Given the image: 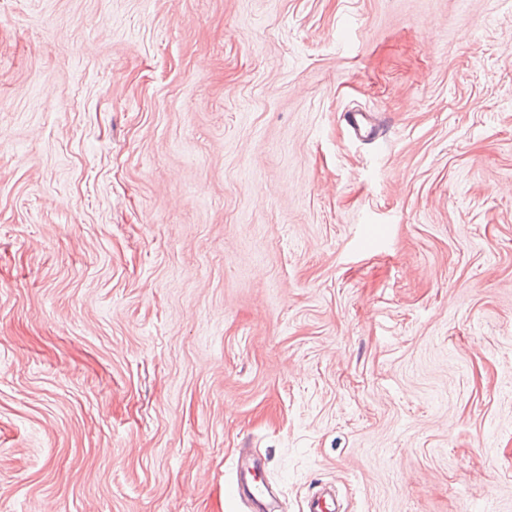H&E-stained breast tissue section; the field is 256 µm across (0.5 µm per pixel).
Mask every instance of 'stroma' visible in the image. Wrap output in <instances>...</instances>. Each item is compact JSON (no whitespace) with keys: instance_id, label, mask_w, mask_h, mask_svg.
<instances>
[{"instance_id":"1","label":"stroma","mask_w":512,"mask_h":512,"mask_svg":"<svg viewBox=\"0 0 512 512\" xmlns=\"http://www.w3.org/2000/svg\"><path fill=\"white\" fill-rule=\"evenodd\" d=\"M244 446L512 512V0H0V512H251Z\"/></svg>"}]
</instances>
